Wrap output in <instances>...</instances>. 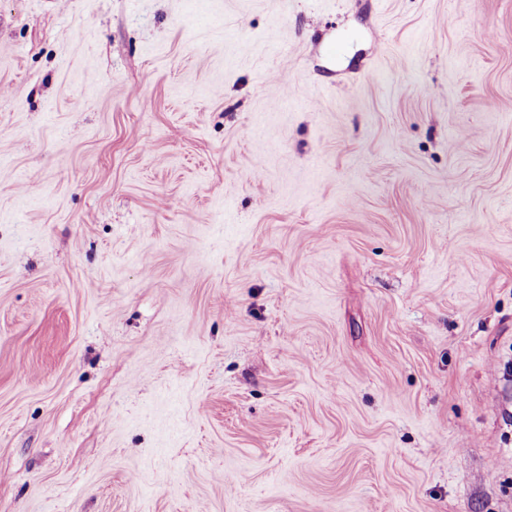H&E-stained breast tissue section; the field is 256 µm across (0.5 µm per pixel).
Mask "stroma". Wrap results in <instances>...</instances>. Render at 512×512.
<instances>
[{
	"label": "stroma",
	"instance_id": "35a3bbf8",
	"mask_svg": "<svg viewBox=\"0 0 512 512\" xmlns=\"http://www.w3.org/2000/svg\"><path fill=\"white\" fill-rule=\"evenodd\" d=\"M0 512H512V0H0Z\"/></svg>",
	"mask_w": 512,
	"mask_h": 512
}]
</instances>
